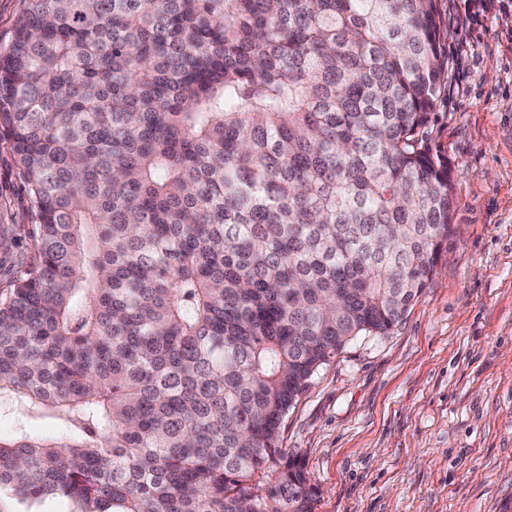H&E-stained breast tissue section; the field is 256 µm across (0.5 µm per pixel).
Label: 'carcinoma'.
<instances>
[{
	"label": "carcinoma",
	"instance_id": "1",
	"mask_svg": "<svg viewBox=\"0 0 512 512\" xmlns=\"http://www.w3.org/2000/svg\"><path fill=\"white\" fill-rule=\"evenodd\" d=\"M0 141L35 248L0 287L16 512H314L288 410L451 233L423 148L436 0H22Z\"/></svg>",
	"mask_w": 512,
	"mask_h": 512
}]
</instances>
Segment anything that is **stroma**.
<instances>
[{"instance_id": "stroma-1", "label": "stroma", "mask_w": 512, "mask_h": 512, "mask_svg": "<svg viewBox=\"0 0 512 512\" xmlns=\"http://www.w3.org/2000/svg\"><path fill=\"white\" fill-rule=\"evenodd\" d=\"M437 7L448 82L425 144L451 171L452 233L392 333L348 342L285 417L315 512H512V7ZM28 206L0 141L1 280L32 243Z\"/></svg>"}]
</instances>
